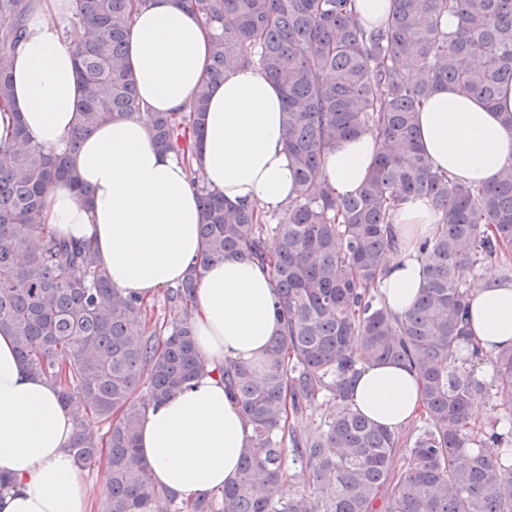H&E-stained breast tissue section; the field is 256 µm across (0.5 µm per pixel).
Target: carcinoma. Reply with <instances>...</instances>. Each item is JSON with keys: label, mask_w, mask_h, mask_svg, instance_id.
Instances as JSON below:
<instances>
[{"label": "carcinoma", "mask_w": 512, "mask_h": 512, "mask_svg": "<svg viewBox=\"0 0 512 512\" xmlns=\"http://www.w3.org/2000/svg\"><path fill=\"white\" fill-rule=\"evenodd\" d=\"M76 2L75 18L92 31L75 55L86 93L71 146L99 124L135 114L157 147L190 161L208 86L196 90L189 112L149 111L126 63L132 13L146 0ZM353 3L189 0L215 29L212 79L257 64L282 90L297 196L274 224L256 206L227 205L210 192L201 200L205 259L236 253L268 265L282 328L261 362L229 361L221 370L253 430L237 481L218 496L170 498L173 512H512V471L498 464L512 432L499 418L470 414L492 394L512 418V348L489 355L467 329L474 267L509 261L512 163L491 186L474 187L433 171L417 134V112L436 88L492 105L512 82V0H393L388 23L368 30ZM34 4L0 0L1 102ZM448 13L458 18L453 35L442 28ZM410 57L418 80L405 71ZM364 132L378 143L372 173L356 193L337 196L325 178L326 153ZM59 181L90 202L64 157L32 143L24 126L0 143V329L26 369L58 385L77 422V460L106 457L103 512H162L138 431L148 400L177 394L205 371L193 329L201 270L167 289L164 316L148 324L146 304L112 286L91 244L38 223L44 195ZM409 196L431 199L441 218L420 248L422 294L399 317L374 285L396 251L392 213ZM484 358L494 370L489 384L474 374ZM386 361L406 363L421 384L422 410L406 435L349 405L361 369ZM319 400L325 410L308 432L306 411ZM288 457L313 492L284 490Z\"/></svg>", "instance_id": "1"}]
</instances>
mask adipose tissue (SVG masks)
Wrapping results in <instances>:
<instances>
[{
    "instance_id": "obj_1",
    "label": "adipose tissue",
    "mask_w": 512,
    "mask_h": 512,
    "mask_svg": "<svg viewBox=\"0 0 512 512\" xmlns=\"http://www.w3.org/2000/svg\"><path fill=\"white\" fill-rule=\"evenodd\" d=\"M74 0H37L26 37L16 46L12 88L0 102V141L22 123L32 142L67 153L70 167L94 191L83 205L68 183L47 190L39 216L58 237L93 245L115 288L151 301L198 267L193 321L207 372L183 391L151 403L138 446L154 483L177 499L222 491L238 473L251 429L226 396L219 371L225 360L262 358L280 330L268 267L240 254L206 261L198 225L203 191L233 205L269 214L295 198V159L286 146L283 95L259 68L240 66L211 82L214 32L182 0H148L137 6L127 36V65L139 97L153 112L188 111L195 90L209 87L203 142L191 164L159 150L143 120L132 115L96 127L67 152L76 105L85 89L74 60L90 27L70 24ZM512 83L496 108L451 86L438 88L417 116L421 146L434 171L491 185L512 163ZM377 155L372 134L337 141L325 157V175L340 196L355 193ZM202 182H195L192 171ZM440 213L426 197L407 198L394 211L399 252L389 256L377 281L378 298L393 314L412 308L424 286L418 244L432 237ZM470 329L485 352L512 345V281L488 273L475 283ZM354 409L397 430L421 406L419 382L403 364L365 368L352 391ZM75 420L58 388L27 371L13 339L0 330V512H94L84 474L70 450Z\"/></svg>"
}]
</instances>
